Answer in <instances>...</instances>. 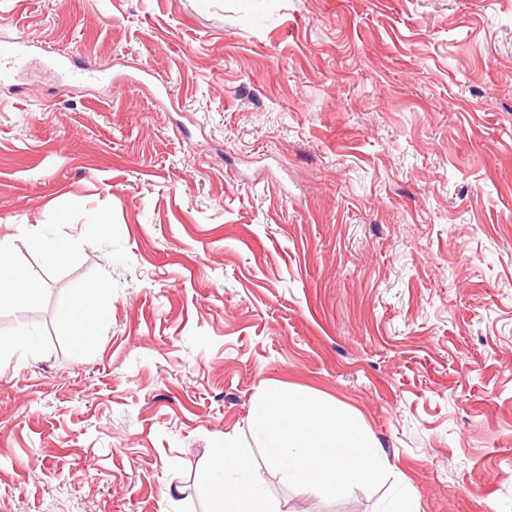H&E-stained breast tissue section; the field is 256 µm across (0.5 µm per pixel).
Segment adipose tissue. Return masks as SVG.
Here are the masks:
<instances>
[{
	"label": "adipose tissue",
	"mask_w": 512,
	"mask_h": 512,
	"mask_svg": "<svg viewBox=\"0 0 512 512\" xmlns=\"http://www.w3.org/2000/svg\"><path fill=\"white\" fill-rule=\"evenodd\" d=\"M95 293L92 286L82 289L74 305L60 315L77 342L99 332L88 313ZM259 422L295 483L336 496L349 484L369 483L380 475L381 459L369 432L326 404L278 391L265 397ZM246 466L232 447L214 456L207 476L212 512H241L243 503L253 502L252 486L230 487L222 477L223 472Z\"/></svg>",
	"instance_id": "1"
}]
</instances>
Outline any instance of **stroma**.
I'll use <instances>...</instances> for the list:
<instances>
[{
	"label": "stroma",
	"mask_w": 512,
	"mask_h": 512,
	"mask_svg": "<svg viewBox=\"0 0 512 512\" xmlns=\"http://www.w3.org/2000/svg\"><path fill=\"white\" fill-rule=\"evenodd\" d=\"M17 31L0 241L41 290L0 303V512H208L227 443L278 512H512V0H0ZM279 389L381 479L289 481ZM97 288L99 287L90 286L82 289L74 305L63 310L60 315L65 328L79 343L97 336L99 332V324L88 314Z\"/></svg>",
	"instance_id": "35a3bbf8"
}]
</instances>
